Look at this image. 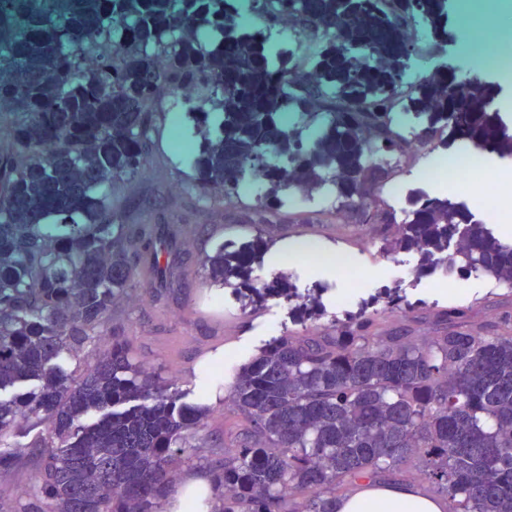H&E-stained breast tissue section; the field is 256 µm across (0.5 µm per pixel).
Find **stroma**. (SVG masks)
Returning <instances> with one entry per match:
<instances>
[{
    "mask_svg": "<svg viewBox=\"0 0 512 512\" xmlns=\"http://www.w3.org/2000/svg\"><path fill=\"white\" fill-rule=\"evenodd\" d=\"M182 106L163 95L155 110L160 116L159 135L152 164L144 174L116 185L113 203L133 224H179L184 229L182 247L188 254L182 285L166 287L154 282L138 289L137 300L116 310V322L134 338L139 361L189 394L190 402L205 401L211 408L206 436L201 443V470L213 469L224 456V432L240 419L225 405L233 375L272 338L288 332L323 334L331 319L361 310L372 302L383 330H406L430 336L446 328L439 310L464 309L465 325L491 326L512 318V286L481 273L464 276L445 267L423 269L413 252L386 255L366 249L362 234L367 227L353 221L340 200L323 194L294 207H275L269 218L277 230L271 248L287 249L289 243L309 239L340 249L352 263L372 269V281L363 287L338 284L328 267L315 264L308 274L286 269L284 262H264L258 272L266 279L287 275L299 295L320 293L327 314L299 319L291 302L267 297L259 307L247 305L243 293L231 287L207 289L200 263L216 243L232 247L254 238L255 201L246 196L235 207L207 200L188 172L173 163L175 130L172 119ZM410 266L403 283H396V263ZM398 293L400 309L389 311V293Z\"/></svg>",
    "mask_w": 512,
    "mask_h": 512,
    "instance_id": "stroma-1",
    "label": "stroma"
}]
</instances>
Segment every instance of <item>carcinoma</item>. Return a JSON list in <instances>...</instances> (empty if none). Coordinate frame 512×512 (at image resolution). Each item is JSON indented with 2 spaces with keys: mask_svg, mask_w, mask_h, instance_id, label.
I'll return each mask as SVG.
<instances>
[{
  "mask_svg": "<svg viewBox=\"0 0 512 512\" xmlns=\"http://www.w3.org/2000/svg\"><path fill=\"white\" fill-rule=\"evenodd\" d=\"M443 2L0 0V482L37 461L35 502L18 512H158L200 459L209 408L112 326L147 278L180 284L186 260L178 225L162 265L153 234L112 206L116 184L152 163L165 93L192 105L176 124L180 164L227 204L261 178L260 223L266 201L324 189L377 225L386 251L512 285V244L465 207L421 194L392 235L374 194L414 140L512 157L495 83L445 69L405 82L410 30L448 43ZM400 114L419 129L405 134ZM268 246L217 244L204 283L317 315L318 297L287 277L253 282ZM228 400L244 424L211 473L215 512H337L358 482L407 465L448 512H512L509 322L417 337L350 314L321 336L270 340Z\"/></svg>",
  "mask_w": 512,
  "mask_h": 512,
  "instance_id": "cac0c4a2",
  "label": "carcinoma"
}]
</instances>
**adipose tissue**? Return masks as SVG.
Segmentation results:
<instances>
[{
	"mask_svg": "<svg viewBox=\"0 0 512 512\" xmlns=\"http://www.w3.org/2000/svg\"><path fill=\"white\" fill-rule=\"evenodd\" d=\"M210 474L181 475L168 496L167 512H213ZM446 499L424 493L412 482L362 480L339 501L338 512H447Z\"/></svg>",
	"mask_w": 512,
	"mask_h": 512,
	"instance_id": "adipose-tissue-1",
	"label": "adipose tissue"
}]
</instances>
